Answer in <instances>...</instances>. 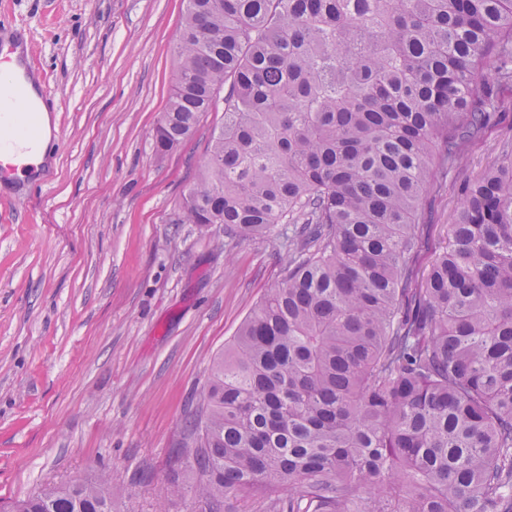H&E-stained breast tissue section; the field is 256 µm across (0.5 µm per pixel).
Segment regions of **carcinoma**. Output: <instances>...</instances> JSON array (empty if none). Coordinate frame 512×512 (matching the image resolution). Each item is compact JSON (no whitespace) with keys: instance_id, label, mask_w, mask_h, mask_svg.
I'll return each mask as SVG.
<instances>
[{"instance_id":"cac0c4a2","label":"carcinoma","mask_w":512,"mask_h":512,"mask_svg":"<svg viewBox=\"0 0 512 512\" xmlns=\"http://www.w3.org/2000/svg\"><path fill=\"white\" fill-rule=\"evenodd\" d=\"M185 2L156 153L221 103L224 123L174 223L288 225L283 278L189 421L196 494L217 512H512V147L464 187L427 275L409 265L436 171L512 89V0ZM12 512H112L111 478Z\"/></svg>"}]
</instances>
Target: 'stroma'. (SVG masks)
Returning a JSON list of instances; mask_svg holds the SVG:
<instances>
[{"mask_svg":"<svg viewBox=\"0 0 512 512\" xmlns=\"http://www.w3.org/2000/svg\"><path fill=\"white\" fill-rule=\"evenodd\" d=\"M183 0H0L48 80L60 148L0 181V512L39 489L112 476L116 512H209L186 469L185 428L209 367L283 276L287 225L259 239L177 224L223 112L154 148L177 72ZM500 121L424 201L427 272L461 188L512 144ZM181 495L169 493L172 481Z\"/></svg>","mask_w":512,"mask_h":512,"instance_id":"stroma-1","label":"stroma"}]
</instances>
